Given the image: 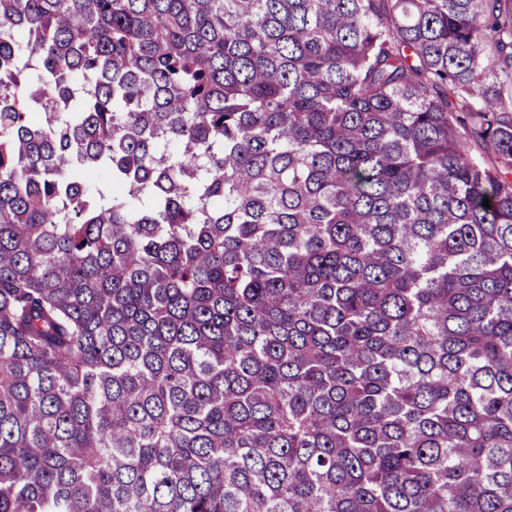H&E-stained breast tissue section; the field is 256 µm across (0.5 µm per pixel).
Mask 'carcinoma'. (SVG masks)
Here are the masks:
<instances>
[{"label": "carcinoma", "mask_w": 512, "mask_h": 512, "mask_svg": "<svg viewBox=\"0 0 512 512\" xmlns=\"http://www.w3.org/2000/svg\"><path fill=\"white\" fill-rule=\"evenodd\" d=\"M0 512H512V0H0Z\"/></svg>", "instance_id": "1"}]
</instances>
